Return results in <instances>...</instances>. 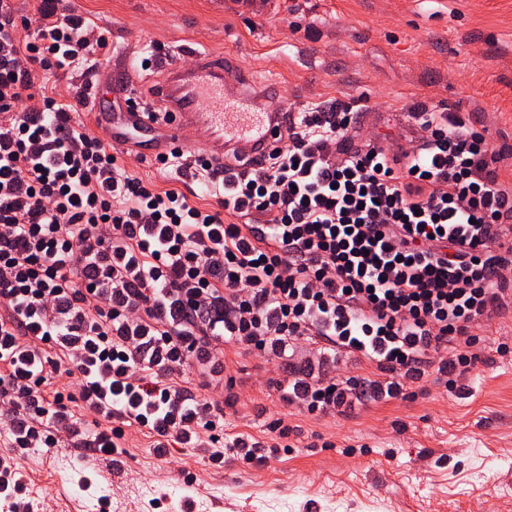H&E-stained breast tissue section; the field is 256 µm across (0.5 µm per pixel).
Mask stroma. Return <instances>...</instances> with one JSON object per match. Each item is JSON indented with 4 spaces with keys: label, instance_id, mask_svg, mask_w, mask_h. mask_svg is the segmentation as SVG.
Listing matches in <instances>:
<instances>
[{
    "label": "stroma",
    "instance_id": "1",
    "mask_svg": "<svg viewBox=\"0 0 512 512\" xmlns=\"http://www.w3.org/2000/svg\"><path fill=\"white\" fill-rule=\"evenodd\" d=\"M105 31L91 66L60 71L68 96L118 48L138 57L171 52L195 68L220 52L266 82L273 102L295 110L367 98L362 133L387 144L412 134L410 112L428 102L488 128L512 176V0H67ZM464 391L424 381L406 398L318 417L254 386L260 359L225 348L209 379H183L225 403L214 434L278 439L266 465L205 464L155 434L133 433L126 453L92 467L79 441L37 448L22 474L39 512H512V309L480 332ZM288 426L279 436L277 425Z\"/></svg>",
    "mask_w": 512,
    "mask_h": 512
}]
</instances>
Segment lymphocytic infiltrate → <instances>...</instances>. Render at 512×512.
Masks as SVG:
<instances>
[{"mask_svg": "<svg viewBox=\"0 0 512 512\" xmlns=\"http://www.w3.org/2000/svg\"><path fill=\"white\" fill-rule=\"evenodd\" d=\"M18 36L0 0V456L5 512H35L20 462L84 441L99 464L125 431L180 439L209 463L267 462L245 436L215 447L218 402L179 382L233 346L308 414L394 399L425 378H469L474 330L512 305V184L461 113L417 105L418 140L354 144L362 104L311 107L280 149L246 168L199 164L205 208L130 172L73 124L49 77L104 52L63 0H38ZM232 223H225V216ZM376 378L343 375L350 359ZM78 397L80 413L64 403Z\"/></svg>", "mask_w": 512, "mask_h": 512, "instance_id": "1", "label": "lymphocytic infiltrate"}]
</instances>
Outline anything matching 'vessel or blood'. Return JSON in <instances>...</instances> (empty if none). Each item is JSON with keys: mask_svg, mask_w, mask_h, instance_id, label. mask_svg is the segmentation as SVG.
Wrapping results in <instances>:
<instances>
[{"mask_svg": "<svg viewBox=\"0 0 512 512\" xmlns=\"http://www.w3.org/2000/svg\"><path fill=\"white\" fill-rule=\"evenodd\" d=\"M120 65L130 100L124 111H109L107 90L99 82H90L82 89L86 106L108 129L113 147L125 151L140 149L141 137L148 133L152 136V158L183 156L194 149L186 130L201 125L210 132L202 158L220 167L228 149L236 148L257 158L284 142L288 115L256 111L255 105L265 97L266 89L250 72L236 69L233 92L225 94L224 75L229 70L223 55L201 54L199 65L189 73L177 70L169 54L159 55L156 67L162 77L146 91L159 110L155 116L138 98L141 89L136 58L126 55Z\"/></svg>", "mask_w": 512, "mask_h": 512, "instance_id": "vessel-or-blood-1", "label": "vessel or blood"}]
</instances>
